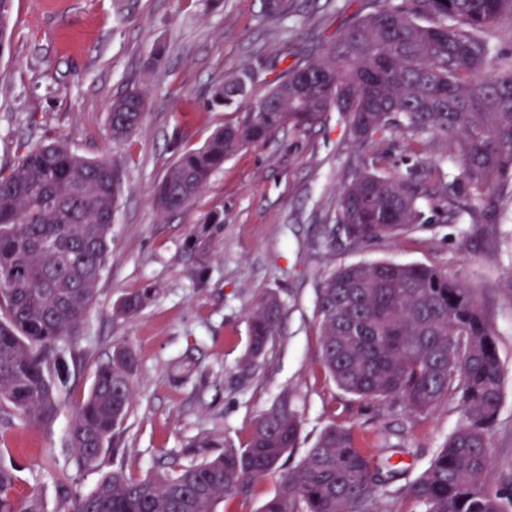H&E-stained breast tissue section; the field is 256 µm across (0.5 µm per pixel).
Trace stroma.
<instances>
[{
    "instance_id": "stroma-1",
    "label": "stroma",
    "mask_w": 512,
    "mask_h": 512,
    "mask_svg": "<svg viewBox=\"0 0 512 512\" xmlns=\"http://www.w3.org/2000/svg\"><path fill=\"white\" fill-rule=\"evenodd\" d=\"M364 0H289L287 18H265L262 0H15L9 43L0 56V173L24 150L63 143L122 171L112 251L97 301L61 351L69 393L44 425L0 421V452L22 466L17 497L36 492L43 512H62L68 496L92 490L114 462L133 475L199 460L205 439L245 445L253 424L289 395L302 424L288 457L296 466L320 432L352 427L358 444L399 468L395 487L415 478L459 424L456 398L423 415L362 400L327 374L316 314L317 289L352 263H416L447 272L471 288L493 325L503 370L502 405L491 433L489 487L512 490V224L413 226L398 239L354 245L322 243L320 226L355 174L358 144L340 113L302 132L285 127L242 147L190 206L165 212L154 189L180 152L201 147L219 128L242 120L285 68L287 44L329 39ZM166 60L151 67L156 46ZM259 71L243 100L212 106V85L245 67ZM141 90L147 110L129 139L113 141V99ZM180 144H172L173 135ZM219 213L218 224L205 223ZM278 292L284 316L258 369L243 377L237 361L248 343L258 297ZM147 292L131 317L114 312L128 294ZM137 354L136 393L117 455L82 465L68 444L75 405L92 387L114 344ZM195 371L175 382V364Z\"/></svg>"
}]
</instances>
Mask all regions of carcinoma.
Here are the masks:
<instances>
[{
    "label": "carcinoma",
    "mask_w": 512,
    "mask_h": 512,
    "mask_svg": "<svg viewBox=\"0 0 512 512\" xmlns=\"http://www.w3.org/2000/svg\"><path fill=\"white\" fill-rule=\"evenodd\" d=\"M330 41L295 57L268 93L236 125L180 154L156 187L163 211L188 206L236 149L269 139L286 125L305 131L339 112L362 141L405 135L416 161L400 168L388 152L356 157L357 176L322 225L328 243L361 245L395 238L416 224L448 223L487 198L512 193V0H370ZM14 0H0L4 22ZM273 18L288 0H263ZM256 71L242 69L210 89L213 104L245 97ZM145 95L131 89L112 102V139L142 125ZM121 172L52 143L27 150L0 176V416L39 425L67 394L70 371L59 344L75 337L96 300L112 245ZM147 294L117 312L138 311ZM322 360L336 384L359 398L402 405L419 415L458 396L460 422L424 471L402 488L404 512H509L512 494L492 491L490 431L503 374L496 332L462 282L421 264L342 266L318 288ZM283 306L263 294L249 317L241 372L253 373L279 333ZM137 358L125 345L98 367L91 391L74 408L69 443L95 464L122 434L134 401ZM301 420L288 395L261 414L248 444L202 461L137 478L116 468L63 512H217L283 466L297 447ZM16 459L0 455V512H43L36 494L14 496ZM398 471L357 445L352 428L326 427L260 512H386L378 489Z\"/></svg>",
    "instance_id": "obj_1"
}]
</instances>
